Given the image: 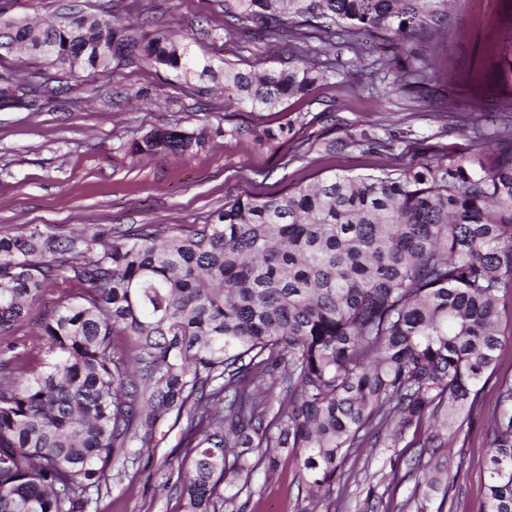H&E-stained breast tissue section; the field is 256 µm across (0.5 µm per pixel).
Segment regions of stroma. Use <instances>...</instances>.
Returning a JSON list of instances; mask_svg holds the SVG:
<instances>
[{"instance_id":"stroma-1","label":"stroma","mask_w":512,"mask_h":512,"mask_svg":"<svg viewBox=\"0 0 512 512\" xmlns=\"http://www.w3.org/2000/svg\"><path fill=\"white\" fill-rule=\"evenodd\" d=\"M16 19L61 16L72 11L97 16L109 12L128 27L147 22L173 30L198 57L240 69L278 66L283 55L267 42L246 36L224 21V0H6ZM512 29V0H452L448 31L440 39H416L409 50L436 68L429 96L389 93L364 83L358 70L346 79L317 83L303 96L288 98L271 111L225 107L221 89L190 81L141 62L113 66L111 75L68 80L61 92L34 107L0 109V228L51 225L67 235L86 224H202L225 200L246 192L270 197L334 174L357 175L399 164V155L363 149H327V142L385 128L413 130L416 152L468 153L473 133L457 129L452 113L475 105L493 146L482 161L494 166L512 150V114L498 80L497 38ZM292 123L287 145L271 150L255 144L256 126ZM209 127L213 136L184 159L142 154L129 145L155 128L186 132ZM239 128L221 136V128ZM474 410L460 459L457 482L448 495L426 492L422 472L393 468L398 449L348 461L351 476L339 512H366L367 498L382 499L387 512H484L482 484L485 433L494 416L492 387ZM180 431L171 428L160 446L112 480L91 512H180V502L163 488L167 460L184 455ZM250 512H303L299 463L287 449L278 467L256 476Z\"/></svg>"}]
</instances>
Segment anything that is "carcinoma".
Returning <instances> with one entry per match:
<instances>
[{
  "label": "carcinoma",
  "mask_w": 512,
  "mask_h": 512,
  "mask_svg": "<svg viewBox=\"0 0 512 512\" xmlns=\"http://www.w3.org/2000/svg\"><path fill=\"white\" fill-rule=\"evenodd\" d=\"M451 0H224V15L280 46V67L215 70L161 30L99 17L37 24L3 19L0 47L50 42L55 55L24 86L0 72V105L33 107L56 76H105L132 54L179 76L224 84V106L263 112L346 71L313 43L353 44L370 32L403 49L448 24ZM112 45V59L97 52ZM512 107V36L500 48ZM55 71L47 75V70ZM397 71L388 82L380 73ZM370 82L425 92L429 65L403 53L377 60ZM292 125L252 130L276 150ZM211 130L155 129L133 157L182 158ZM406 136L332 141L329 149L391 152ZM488 142L471 153L419 157L376 174L332 175L274 197L237 196L205 224H86L65 237L48 226L0 229V336H11L48 288L57 309L31 345L3 346L16 377L0 382V512H89L113 464L180 427L184 460L165 484L181 512H219L252 494L273 448L292 449L316 512L360 449H416L430 491L456 474L440 459L483 402L512 302V152L487 168ZM129 340L125 353L118 337ZM38 367H26L28 354ZM487 433L484 512H512V377L495 385Z\"/></svg>",
  "instance_id": "cac0c4a2"
}]
</instances>
